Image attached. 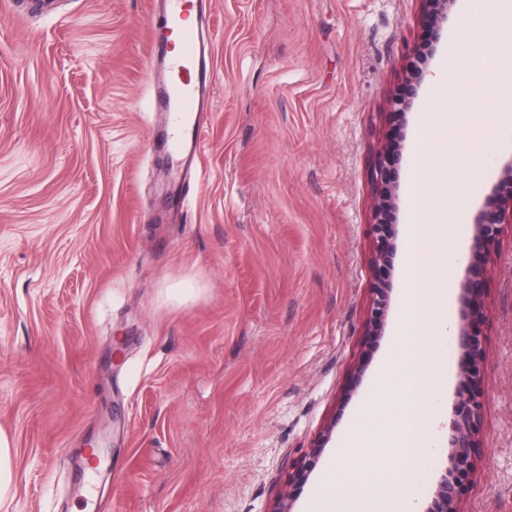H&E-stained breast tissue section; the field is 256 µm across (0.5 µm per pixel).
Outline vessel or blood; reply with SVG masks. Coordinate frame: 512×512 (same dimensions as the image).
Returning <instances> with one entry per match:
<instances>
[{"instance_id":"1","label":"vessel or blood","mask_w":512,"mask_h":512,"mask_svg":"<svg viewBox=\"0 0 512 512\" xmlns=\"http://www.w3.org/2000/svg\"><path fill=\"white\" fill-rule=\"evenodd\" d=\"M210 18V0H163L151 32L153 106L173 123L166 131V151L178 167L198 160L204 122L212 110Z\"/></svg>"}]
</instances>
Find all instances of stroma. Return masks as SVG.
<instances>
[{
	"label": "stroma",
	"mask_w": 512,
	"mask_h": 512,
	"mask_svg": "<svg viewBox=\"0 0 512 512\" xmlns=\"http://www.w3.org/2000/svg\"><path fill=\"white\" fill-rule=\"evenodd\" d=\"M50 14L0 0V433L15 451L7 512H308L322 478L402 455L401 405L436 423L391 512H425L451 467L448 425L466 360L416 389L386 370L401 334L418 165L481 157L449 251L447 313L485 343L476 467L461 512H512V224L464 260L477 214L512 160V136L477 118L495 97L455 90L448 125L422 138L470 0L433 19L423 0H212L213 112L187 214L158 150L148 91L152 0H59ZM417 94L394 107L406 79ZM397 164L381 174L383 150ZM398 185L381 335L365 333L369 226L382 179ZM473 281L472 308L458 298ZM185 289L174 298L170 291ZM306 481L288 475L324 426Z\"/></svg>",
	"instance_id": "1"
}]
</instances>
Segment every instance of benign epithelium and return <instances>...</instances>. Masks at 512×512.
I'll list each match as a JSON object with an SVG mask.
<instances>
[{"label":"benign epithelium","mask_w":512,"mask_h":512,"mask_svg":"<svg viewBox=\"0 0 512 512\" xmlns=\"http://www.w3.org/2000/svg\"><path fill=\"white\" fill-rule=\"evenodd\" d=\"M500 205L493 212L481 213L475 220L473 247L469 259V271L481 275L490 263V256L483 250V243L494 238L504 224L512 223V162L503 170L498 186ZM395 207V188L391 183H381L375 204L374 222L370 225L373 240V260L375 283L370 318L366 335L374 336L380 329L381 316L388 304L389 284L386 279L387 269L393 255L388 220ZM458 346L468 359L464 374L466 382L471 384L480 377V367L486 355V348L481 336L472 333L466 325L458 331ZM482 401L473 390L462 392L453 407V415L448 428V448L451 449V470L456 477L443 475L435 494L425 512H460L459 503L464 495L466 481L475 469V451L477 443V421L480 417ZM331 435V427H326L315 437L308 452L288 475V484L303 482L312 470L315 460L320 456Z\"/></svg>","instance_id":"7a95c632"}]
</instances>
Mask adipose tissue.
I'll return each mask as SVG.
<instances>
[{
	"label": "adipose tissue",
	"instance_id": "ef3b65f1",
	"mask_svg": "<svg viewBox=\"0 0 512 512\" xmlns=\"http://www.w3.org/2000/svg\"><path fill=\"white\" fill-rule=\"evenodd\" d=\"M484 0H472V26L464 39L474 46L477 56L487 57L494 70L459 63L449 55V77L467 83L476 94H487L489 87L503 78L512 79V34L501 35L488 29L482 20ZM478 169L474 159H467L457 180H448L437 167H416L411 176L414 199L408 261L403 294V334L405 346L398 351L395 363L406 383H413L417 370L433 363L437 357L429 343L435 325L449 327V320H436V311L449 302L443 284L448 273V245L458 234L454 222L460 183L473 177ZM402 444L407 454L390 471L377 477L358 476L350 491L336 496L328 483L316 491L310 512H388V504L403 488L401 473L415 462L413 451L421 447L429 427V416L421 399L412 397L402 412Z\"/></svg>",
	"mask_w": 512,
	"mask_h": 512
}]
</instances>
